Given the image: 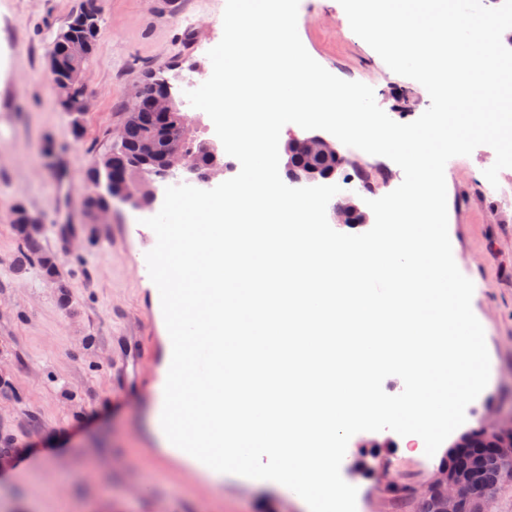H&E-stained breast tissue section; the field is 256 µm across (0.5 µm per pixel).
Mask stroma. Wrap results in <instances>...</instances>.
<instances>
[{
  "mask_svg": "<svg viewBox=\"0 0 512 512\" xmlns=\"http://www.w3.org/2000/svg\"><path fill=\"white\" fill-rule=\"evenodd\" d=\"M83 0H6L0 6V512H309L278 483L234 474L221 481L163 461L161 400L137 370L171 362L159 291L146 254L155 233L141 211L113 202L104 223H89L85 172L104 155L143 75L169 78L196 140L214 125L193 108L183 79L206 80L208 51L223 34L226 0H97L100 33L82 74L88 109L74 134L51 85L53 38ZM299 37L335 76L371 86L394 121L416 120L430 105L417 81L392 72L351 29L338 0H314L298 12ZM487 145L458 156L447 174L448 233L459 270L474 284L472 310L490 357V379L466 408L465 428L512 416V168L490 184ZM73 199H66L65 190ZM43 226L68 288L37 266H19L14 209ZM390 478L422 488L444 450L410 451L390 430L349 441L342 478L357 489V512H408L357 464L374 444Z\"/></svg>",
  "mask_w": 512,
  "mask_h": 512,
  "instance_id": "1",
  "label": "stroma"
}]
</instances>
